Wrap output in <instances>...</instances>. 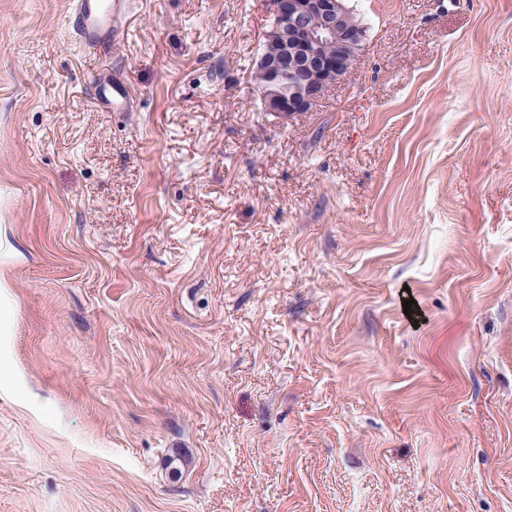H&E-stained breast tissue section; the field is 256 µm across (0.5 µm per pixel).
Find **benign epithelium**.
<instances>
[{
  "instance_id": "1",
  "label": "benign epithelium",
  "mask_w": 512,
  "mask_h": 512,
  "mask_svg": "<svg viewBox=\"0 0 512 512\" xmlns=\"http://www.w3.org/2000/svg\"><path fill=\"white\" fill-rule=\"evenodd\" d=\"M274 23L254 69L264 112L282 120L309 112L353 68L366 32L347 20L345 0H268Z\"/></svg>"
}]
</instances>
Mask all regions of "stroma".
Wrapping results in <instances>:
<instances>
[{
    "mask_svg": "<svg viewBox=\"0 0 512 512\" xmlns=\"http://www.w3.org/2000/svg\"><path fill=\"white\" fill-rule=\"evenodd\" d=\"M72 2L0 0V512H512V0H350L285 124L266 0ZM128 7L127 0H76L72 28L80 41L98 43L108 39L115 18Z\"/></svg>",
    "mask_w": 512,
    "mask_h": 512,
    "instance_id": "obj_1",
    "label": "stroma"
}]
</instances>
